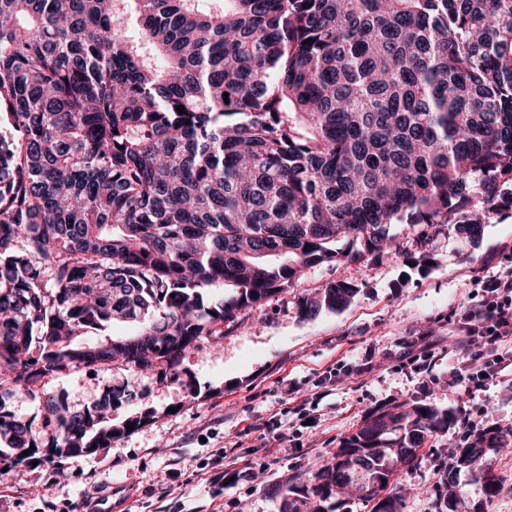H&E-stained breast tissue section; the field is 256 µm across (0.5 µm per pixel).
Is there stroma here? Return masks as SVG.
I'll return each mask as SVG.
<instances>
[{
    "mask_svg": "<svg viewBox=\"0 0 512 512\" xmlns=\"http://www.w3.org/2000/svg\"><path fill=\"white\" fill-rule=\"evenodd\" d=\"M390 232L402 251L363 267L308 269L296 287L240 311L223 338L199 341L178 378L161 365H124L42 379L38 390L64 394L76 408L110 386L127 387L132 398L113 410L112 422L138 416L143 423L93 454L0 471V512H78L85 499L116 485L132 492L121 512H280L282 484L305 488L369 408L404 402L432 406L448 428L429 438L415 465L395 472L390 490L401 512H448L439 492L444 471L468 444L465 412L480 414L485 430H512V379L475 392L466 410L450 381L466 362L458 315L477 301L482 281L512 267V216L474 234L448 225L423 249L409 225ZM330 282L356 285L353 302L303 313L300 299ZM368 351L373 366L363 372ZM299 400L315 427L293 414ZM272 418L282 434L273 459L261 432ZM490 458L500 485L493 497L468 470L458 473L468 512H512V444Z\"/></svg>",
    "mask_w": 512,
    "mask_h": 512,
    "instance_id": "35a3bbf8",
    "label": "stroma"
}]
</instances>
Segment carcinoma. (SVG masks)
I'll use <instances>...</instances> for the list:
<instances>
[{
	"mask_svg": "<svg viewBox=\"0 0 512 512\" xmlns=\"http://www.w3.org/2000/svg\"><path fill=\"white\" fill-rule=\"evenodd\" d=\"M505 213L512 0H0V458L125 432L114 386L81 410L46 396L34 433L1 399L45 377L157 362L175 379L302 268L377 259L392 224L422 225L425 247ZM357 292L331 282L304 311ZM116 321L133 334L89 340ZM442 425L419 403L368 419L313 474L307 512L360 487L400 512L387 482ZM510 436L460 454L489 497ZM456 487L450 472L464 512Z\"/></svg>",
	"mask_w": 512,
	"mask_h": 512,
	"instance_id": "1",
	"label": "carcinoma"
}]
</instances>
